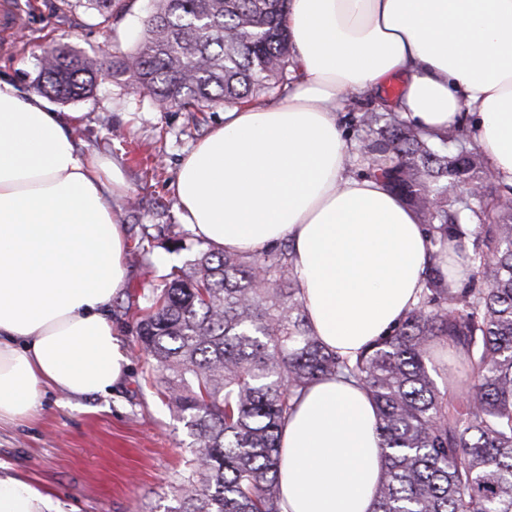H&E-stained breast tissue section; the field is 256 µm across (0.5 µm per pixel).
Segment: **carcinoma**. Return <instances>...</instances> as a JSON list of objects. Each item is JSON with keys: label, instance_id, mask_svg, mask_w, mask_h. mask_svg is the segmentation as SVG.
I'll return each instance as SVG.
<instances>
[{"label": "carcinoma", "instance_id": "1", "mask_svg": "<svg viewBox=\"0 0 512 512\" xmlns=\"http://www.w3.org/2000/svg\"><path fill=\"white\" fill-rule=\"evenodd\" d=\"M97 25L112 0H86ZM288 0H155L144 37L112 76L163 109L248 105L294 79ZM96 60L63 45L40 60L39 93L90 97ZM355 171L418 215L433 253L417 305L354 360L313 335L289 245L257 253L208 246L173 267L137 322L159 394L193 455L168 512H280L281 425L312 381L344 377L374 401L385 472L374 512H512V186L500 184L468 128L425 132L399 112L351 117ZM456 242L471 273L448 287L440 251ZM434 344L464 356L471 394L430 375Z\"/></svg>", "mask_w": 512, "mask_h": 512}]
</instances>
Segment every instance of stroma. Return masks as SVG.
Masks as SVG:
<instances>
[{"label":"stroma","instance_id":"35a3bbf8","mask_svg":"<svg viewBox=\"0 0 512 512\" xmlns=\"http://www.w3.org/2000/svg\"><path fill=\"white\" fill-rule=\"evenodd\" d=\"M33 2L25 30L9 50H0V72L26 90L36 84L45 49L68 45L112 61L135 49L151 11L149 0H115L103 28L85 6L64 10L60 0ZM60 109L80 113L79 135L88 150L119 161L130 188L117 212L130 243L128 279L111 306L129 373L108 397L48 394L36 420L0 429V463L28 472L74 512H167L191 456L190 438L149 383L154 372L138 355L136 323L170 268L187 264L203 247L181 224L167 186L224 108L165 112L150 96L108 78L92 96ZM149 165L159 168V177H146ZM430 373L438 389L454 397L469 381L460 355L443 345L434 351Z\"/></svg>","mask_w":512,"mask_h":512}]
</instances>
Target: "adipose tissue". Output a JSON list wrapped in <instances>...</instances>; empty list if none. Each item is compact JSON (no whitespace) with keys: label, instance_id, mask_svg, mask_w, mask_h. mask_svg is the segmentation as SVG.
I'll return each mask as SVG.
<instances>
[{"label":"adipose tissue","instance_id":"obj_1","mask_svg":"<svg viewBox=\"0 0 512 512\" xmlns=\"http://www.w3.org/2000/svg\"><path fill=\"white\" fill-rule=\"evenodd\" d=\"M298 78L276 102L228 106L168 189L181 223L234 252L292 247L310 326L343 357L415 306L432 246L417 214L351 175L347 97L402 81L396 109L439 130L469 120L512 185V0H290ZM76 112L0 74V425L38 415L47 391L109 396L130 361L112 322L126 285L120 166L83 150ZM368 392L312 382L284 420L281 512H373L385 457ZM0 512H62L0 465Z\"/></svg>","mask_w":512,"mask_h":512}]
</instances>
